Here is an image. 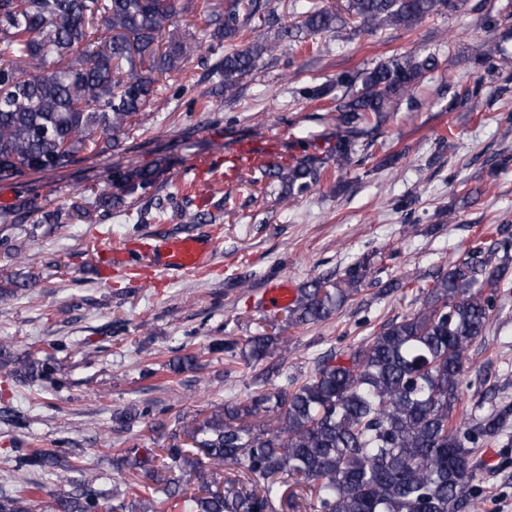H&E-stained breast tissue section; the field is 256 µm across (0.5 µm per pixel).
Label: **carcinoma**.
Segmentation results:
<instances>
[{
  "mask_svg": "<svg viewBox=\"0 0 512 512\" xmlns=\"http://www.w3.org/2000/svg\"><path fill=\"white\" fill-rule=\"evenodd\" d=\"M272 0H227L210 25V39L239 41L217 65L224 92L231 94L258 67L267 52L294 53L302 33H336L345 16L368 32L388 27L411 30L440 9H460L465 0H346L345 11L315 9L296 0L299 23L285 25L277 42L244 37L247 25ZM177 0H0V40L12 58L0 63V180L27 171L47 173L81 160L110 154L149 116L160 78L181 69L200 48L172 27ZM477 63L490 69L512 66L488 39L474 43ZM438 66L432 54L394 55L360 74H342L334 83L310 86L315 101L334 89L336 136L325 155L305 154L293 163L266 165L250 182L279 186L285 201L321 186L329 167L352 164L359 139L371 123L400 100H412L421 77ZM164 169L125 170L120 183L88 187V200L72 205L68 220L109 212L138 190L159 183ZM512 265V241H477L448 261L431 284L415 280L419 309L384 323L359 348L320 357L311 375L284 387L249 395L224 411L197 421L180 414L170 429L173 444L159 455L134 443L112 458L116 470L152 473V484L128 491L80 482L68 453L36 449L15 459V469L46 471L73 485L53 512H281L289 480L300 486L311 512H478L472 490L474 446L497 440L512 421L503 403L466 426L454 418L464 374L474 368L473 343L484 335L493 293ZM372 269L367 257L333 281L316 277L298 289L286 308L290 326L318 323L360 292ZM32 282L5 268L0 295ZM230 358L259 362L288 358V337L258 335L244 344L213 346ZM23 381L42 376L45 364L18 356L0 343V368ZM149 415L129 406L112 420L127 424ZM203 453L212 465L197 493L185 490L175 472L194 466ZM42 486L0 492V512H36L33 495Z\"/></svg>",
  "mask_w": 512,
  "mask_h": 512,
  "instance_id": "carcinoma-1",
  "label": "carcinoma"
}]
</instances>
